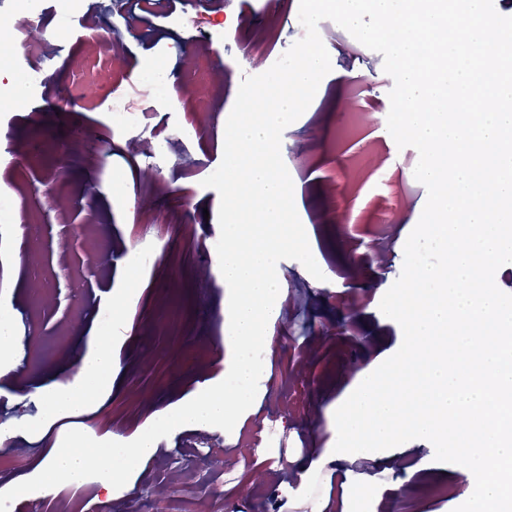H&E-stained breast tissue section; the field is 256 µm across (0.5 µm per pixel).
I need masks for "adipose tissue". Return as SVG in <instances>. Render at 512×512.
Listing matches in <instances>:
<instances>
[{"label": "adipose tissue", "instance_id": "ef3b65f1", "mask_svg": "<svg viewBox=\"0 0 512 512\" xmlns=\"http://www.w3.org/2000/svg\"><path fill=\"white\" fill-rule=\"evenodd\" d=\"M323 37L314 34L301 51L300 62L276 83L273 100L263 111L252 109L251 100H244V113L225 140L227 151L247 156L246 164L236 165L226 182L228 195H235L239 185H247L250 195L259 199L267 214L265 225L244 224L235 218L236 208H225L224 282L236 287L231 305L228 343L236 350L230 370L233 387L215 388L185 403L179 413L170 417L169 425L198 431L212 422L238 421L239 407L248 405L249 387L259 364L258 347L270 346L271 320L281 310L284 290L277 276L279 256L288 246V237L279 224L288 207V180L263 160V153L288 128V116L308 108L311 92L321 80L329 61L322 51ZM95 350L85 362L82 383L51 395L48 403L53 411L74 416L85 413L97 390L112 381V340L107 336L94 339ZM159 452L156 433L140 432L126 441L121 451L74 441L71 447L51 450L37 463L45 484H53L55 475H62L69 485H85V463L95 459L103 473L101 488L119 482L127 462L154 458Z\"/></svg>", "mask_w": 512, "mask_h": 512}]
</instances>
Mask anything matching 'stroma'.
Instances as JSON below:
<instances>
[{"instance_id": "35a3bbf8", "label": "stroma", "mask_w": 512, "mask_h": 512, "mask_svg": "<svg viewBox=\"0 0 512 512\" xmlns=\"http://www.w3.org/2000/svg\"><path fill=\"white\" fill-rule=\"evenodd\" d=\"M190 22L151 19L128 29L118 12L134 0H82L79 14L63 20L53 0H44L41 34L28 65L44 70L37 88L7 64L21 97H0V191L14 206L0 223V313L11 318L14 337L0 377V457L12 469L0 480L38 483L36 463L56 445L81 437L107 443L115 423L125 434L158 433L157 457L132 462L111 490L94 481L79 489L58 486L48 503L63 501L69 512H165L147 479L175 457L184 430L157 424L155 412L176 414L202 391L224 383L236 352L225 343L233 288L224 284L216 247L224 239L225 183L213 171L228 172L235 161L224 150L227 118L244 76L255 69L241 44L228 38L204 46L206 30L230 24L249 32L272 22L278 41L266 65L301 39L299 0H284L271 20L260 15V0H173ZM323 51L327 87L343 85L348 98L370 122L361 141L343 150L341 127L318 126L295 112L287 133L265 155L288 179V246L278 274L285 290L282 312L269 329L270 349L256 353L259 372L250 386L249 412L273 417L285 436L280 480L322 481L314 498L297 497L287 512H332L348 489L351 512H369L372 502L391 512H454L474 476L465 467L434 459L433 445L408 441L380 452L337 459L333 447L336 409L403 339L399 324L379 309L400 276L405 241L417 224L427 190L414 177L418 152L398 147L385 121L393 79L382 54L355 49V39L325 19ZM122 41L123 65L112 62V44ZM205 59L224 80L204 86L198 104L185 99ZM164 71L170 85L164 111L149 127L114 132L107 98L132 83L147 65ZM106 74L97 98L78 101L70 90L82 69ZM159 133L161 154L134 152L132 142ZM153 169L157 183L142 179ZM82 225L73 236V225ZM65 263H57L59 245ZM40 248L52 301L38 310L27 257ZM208 288H198L200 278ZM39 334L56 353L42 368L30 369V339ZM112 338L111 386L103 387L80 416L52 412L48 397L77 386L95 336ZM299 379V413L284 412L278 396L294 364ZM448 482L447 499L428 501L426 481Z\"/></svg>"}]
</instances>
